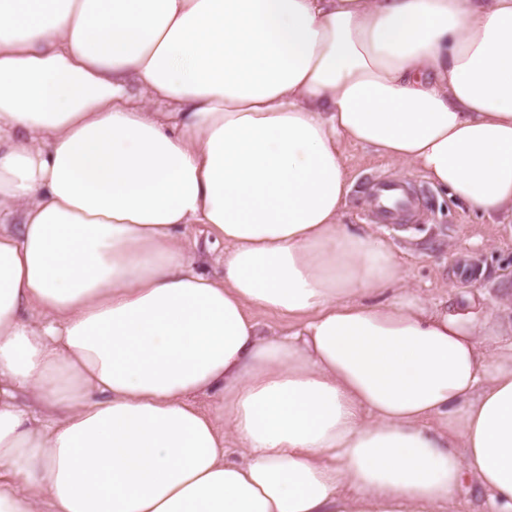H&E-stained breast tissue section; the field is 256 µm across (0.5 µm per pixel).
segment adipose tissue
I'll use <instances>...</instances> for the list:
<instances>
[{"label":"adipose tissue","mask_w":512,"mask_h":512,"mask_svg":"<svg viewBox=\"0 0 512 512\" xmlns=\"http://www.w3.org/2000/svg\"><path fill=\"white\" fill-rule=\"evenodd\" d=\"M349 144L512 216V0H0V512H512V338Z\"/></svg>","instance_id":"adipose-tissue-1"}]
</instances>
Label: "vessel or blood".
<instances>
[{
	"label": "vessel or blood",
	"mask_w": 512,
	"mask_h": 512,
	"mask_svg": "<svg viewBox=\"0 0 512 512\" xmlns=\"http://www.w3.org/2000/svg\"><path fill=\"white\" fill-rule=\"evenodd\" d=\"M365 194L370 216L376 224L414 223L427 208L426 197L404 180L371 179Z\"/></svg>",
	"instance_id": "vessel-or-blood-1"
}]
</instances>
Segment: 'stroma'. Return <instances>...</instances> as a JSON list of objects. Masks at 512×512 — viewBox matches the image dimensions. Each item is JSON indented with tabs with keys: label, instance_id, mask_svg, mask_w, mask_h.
<instances>
[{
	"label": "stroma",
	"instance_id": "35a3bbf8",
	"mask_svg": "<svg viewBox=\"0 0 512 512\" xmlns=\"http://www.w3.org/2000/svg\"><path fill=\"white\" fill-rule=\"evenodd\" d=\"M352 188L342 221L370 224L362 183L371 177L403 178L427 194L430 207L419 223L372 226L391 245L413 288L431 301L458 302L460 290L512 283V218L487 219L477 209L451 198L425 180L421 171L390 162L360 146L346 149Z\"/></svg>",
	"mask_w": 512,
	"mask_h": 512
}]
</instances>
